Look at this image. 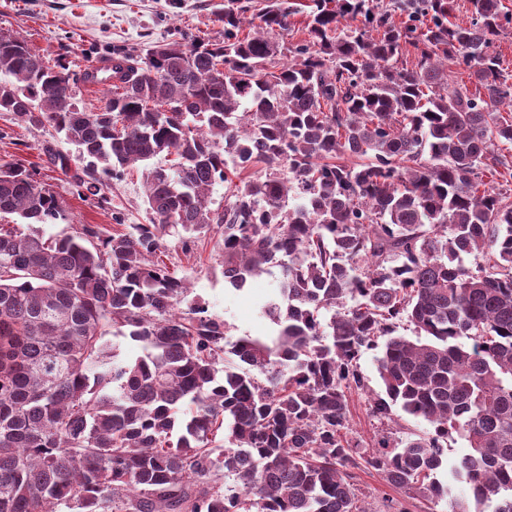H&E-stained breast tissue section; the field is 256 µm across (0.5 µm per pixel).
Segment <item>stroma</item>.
<instances>
[{
  "instance_id": "obj_1",
  "label": "stroma",
  "mask_w": 512,
  "mask_h": 512,
  "mask_svg": "<svg viewBox=\"0 0 512 512\" xmlns=\"http://www.w3.org/2000/svg\"><path fill=\"white\" fill-rule=\"evenodd\" d=\"M223 10L224 0H183L178 8L170 7L168 0H0V33L19 35L32 50L79 71L115 46L142 56L185 34L222 40L224 24L218 16ZM48 135V130L27 128L11 113L0 112V160L35 170L63 203L64 219L43 225L45 234L70 233L81 224H96L111 232L116 207L123 210L127 223H147L142 167L130 169L123 180L113 183L111 205H97L60 171L44 166L39 144ZM222 249L221 231L214 228L199 235L187 252L174 238H167L164 260L177 276L187 278L188 302L206 306L210 316L222 320L229 339L269 334L273 325L261 307L275 296V276L264 274L242 290L232 289L224 283ZM377 357V351L368 350L359 360L367 387L352 393L344 432L346 438L367 449L381 432L369 412L370 400L383 391ZM358 485L373 512H384L388 506L393 512L424 510L422 503L386 485L375 471H359Z\"/></svg>"
}]
</instances>
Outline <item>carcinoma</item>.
I'll list each match as a JSON object with an SVG mask.
<instances>
[{
  "label": "carcinoma",
  "mask_w": 512,
  "mask_h": 512,
  "mask_svg": "<svg viewBox=\"0 0 512 512\" xmlns=\"http://www.w3.org/2000/svg\"><path fill=\"white\" fill-rule=\"evenodd\" d=\"M313 2L292 47L288 0L250 18L251 0H226L222 41L117 47L79 73L0 34V112L74 144L75 164L44 140L43 162L100 204L144 165L149 215L46 238L60 199L0 164V218L28 226L0 224V512H367L363 469L448 512H512V189L479 182L512 175L493 50L512 12L470 0L463 26L455 0ZM81 83L111 96L81 107ZM213 225L230 287L279 269L273 337L228 340L155 260ZM404 319L415 338L395 335ZM118 336L142 354L119 358ZM376 348L371 415L429 428L368 451L341 431ZM457 439L460 498L437 478Z\"/></svg>",
  "instance_id": "cac0c4a2"
}]
</instances>
